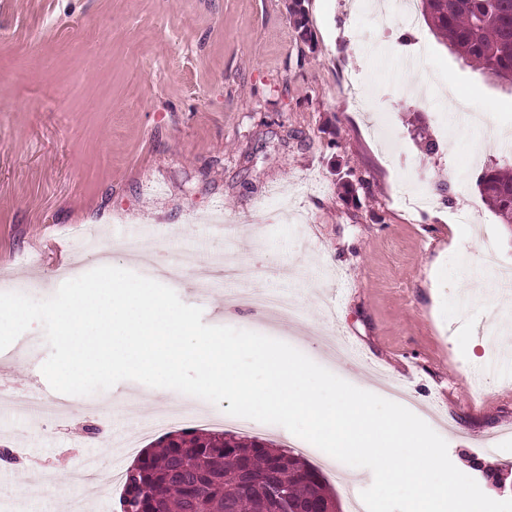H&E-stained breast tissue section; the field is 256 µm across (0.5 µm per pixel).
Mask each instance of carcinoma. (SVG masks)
<instances>
[{
    "label": "carcinoma",
    "instance_id": "obj_1",
    "mask_svg": "<svg viewBox=\"0 0 512 512\" xmlns=\"http://www.w3.org/2000/svg\"><path fill=\"white\" fill-rule=\"evenodd\" d=\"M288 12L309 40L302 0H291ZM422 15L451 51L492 83L512 86V0H422ZM476 185L501 223L512 224V164L485 168ZM137 461L125 473L121 512H190L193 499L205 512H275L264 496L269 483L288 489L294 512L336 497L301 453L223 431L170 432Z\"/></svg>",
    "mask_w": 512,
    "mask_h": 512
}]
</instances>
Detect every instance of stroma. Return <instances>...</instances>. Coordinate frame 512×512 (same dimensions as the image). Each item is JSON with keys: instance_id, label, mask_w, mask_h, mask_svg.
Masks as SVG:
<instances>
[{"instance_id": "obj_1", "label": "stroma", "mask_w": 512, "mask_h": 512, "mask_svg": "<svg viewBox=\"0 0 512 512\" xmlns=\"http://www.w3.org/2000/svg\"><path fill=\"white\" fill-rule=\"evenodd\" d=\"M305 0L303 41L287 0H0V285L53 295L111 258L150 276L172 252L255 257V272L210 290L176 291L208 325L274 334L352 385L409 388L438 416L456 467L512 466V277L484 265L493 241L512 267V226L476 180L512 134V90L441 44L420 0ZM426 55L416 58L418 46ZM364 80L365 110L343 94ZM438 140L429 157L419 128ZM404 168L389 164L396 151ZM447 183L426 210L398 199L408 180ZM472 211L470 223L455 214ZM282 290L294 322L271 330L237 289ZM341 336L348 357L325 339ZM41 326L0 351V512H60L90 498L68 473L82 456L109 469L171 431L139 428L181 404L198 427L236 419L215 405L125 380L88 396L58 427L15 409L25 389L58 400L41 372ZM93 499V498H90ZM92 512H119L116 495Z\"/></svg>"}]
</instances>
